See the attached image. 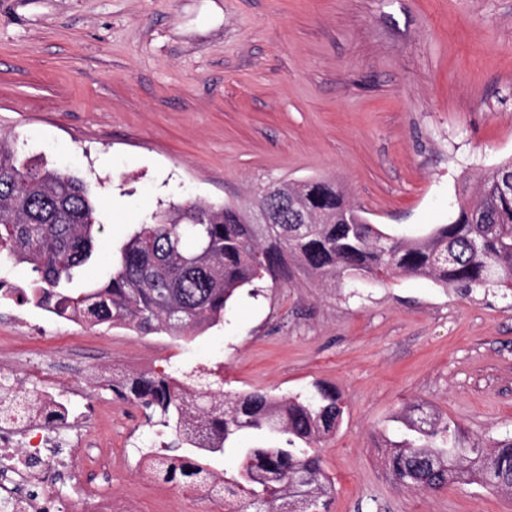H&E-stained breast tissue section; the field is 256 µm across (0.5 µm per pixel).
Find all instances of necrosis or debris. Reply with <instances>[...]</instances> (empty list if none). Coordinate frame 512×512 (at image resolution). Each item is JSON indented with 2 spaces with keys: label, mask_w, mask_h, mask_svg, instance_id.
<instances>
[{
  "label": "necrosis or debris",
  "mask_w": 512,
  "mask_h": 512,
  "mask_svg": "<svg viewBox=\"0 0 512 512\" xmlns=\"http://www.w3.org/2000/svg\"><path fill=\"white\" fill-rule=\"evenodd\" d=\"M27 363L36 373L39 408L20 417L12 364L0 362V512H58L51 487L59 469L82 470L94 450L77 419L62 411L42 360Z\"/></svg>",
  "instance_id": "4bbe7bcc"
}]
</instances>
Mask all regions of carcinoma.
Returning a JSON list of instances; mask_svg holds the SVG:
<instances>
[{
  "label": "carcinoma",
  "instance_id": "carcinoma-1",
  "mask_svg": "<svg viewBox=\"0 0 512 512\" xmlns=\"http://www.w3.org/2000/svg\"><path fill=\"white\" fill-rule=\"evenodd\" d=\"M512 158L487 170L455 219L419 238L369 222L334 182L264 187L255 203L276 196L294 205L283 224H247L233 204L187 201L153 213L118 253L95 251L101 224L86 182L27 157L0 136V263L25 264L22 287L0 279V299L69 315L93 326L125 323L140 332L184 336L224 317L236 291L288 279L292 267L326 286L346 275L384 283L398 275L429 278L464 295L512 296ZM441 254L451 262H438ZM108 267L102 284L73 286L92 258ZM112 393L144 410L171 436L173 454L152 459V472L182 489L221 493L230 512H279L334 488L312 448L337 428L341 395L321 386L301 398L252 391L230 399L196 392L187 405L178 380L165 373L112 377ZM401 439L386 466L406 488L439 490L477 481L512 495V437L486 448H459V428L423 406L402 418ZM273 439L264 448L243 438ZM234 449L238 469L219 475L213 463Z\"/></svg>",
  "mask_w": 512,
  "mask_h": 512
}]
</instances>
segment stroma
I'll use <instances>...</instances> for the list:
<instances>
[{
  "mask_svg": "<svg viewBox=\"0 0 512 512\" xmlns=\"http://www.w3.org/2000/svg\"><path fill=\"white\" fill-rule=\"evenodd\" d=\"M82 178L100 246L170 203L247 205L279 182H336L388 232L450 223L464 190L512 157V0H0V135ZM55 362L97 455L56 484L94 481L137 512H225L138 470L162 451L113 375L198 369L217 393L337 390L344 412L316 447L329 512H512L476 483L408 489L385 459L414 404L470 448L512 434V309L434 281L303 269L239 289L223 323L175 338L86 326L0 301V357Z\"/></svg>",
  "mask_w": 512,
  "mask_h": 512,
  "instance_id": "35a3bbf8",
  "label": "stroma"
}]
</instances>
